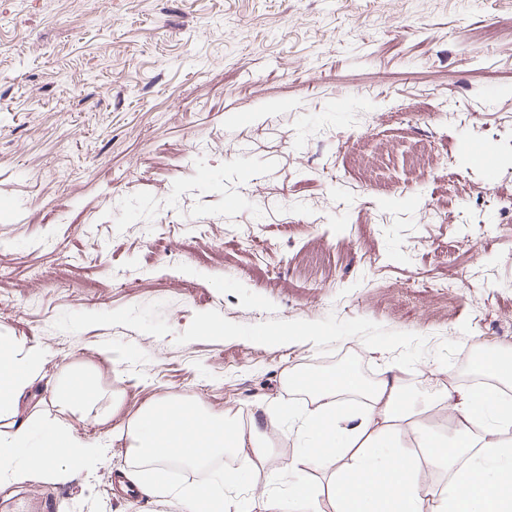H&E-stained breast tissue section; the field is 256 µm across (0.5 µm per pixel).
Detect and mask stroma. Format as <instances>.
<instances>
[{
    "label": "stroma",
    "instance_id": "1",
    "mask_svg": "<svg viewBox=\"0 0 512 512\" xmlns=\"http://www.w3.org/2000/svg\"><path fill=\"white\" fill-rule=\"evenodd\" d=\"M512 0H0V336L46 363L19 405L104 444L0 512H181L118 490L111 425L52 400L104 390L244 426L300 407L288 374L355 358L450 393L463 350L512 359ZM492 143L488 185L461 142ZM440 222L424 218L428 205ZM468 267V282L444 284ZM270 482L302 443L272 441ZM97 371L87 364H71L52 388V397L62 412L90 415L106 392L96 381Z\"/></svg>",
    "mask_w": 512,
    "mask_h": 512
}]
</instances>
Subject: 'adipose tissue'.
<instances>
[{"label": "adipose tissue", "mask_w": 512, "mask_h": 512, "mask_svg": "<svg viewBox=\"0 0 512 512\" xmlns=\"http://www.w3.org/2000/svg\"><path fill=\"white\" fill-rule=\"evenodd\" d=\"M45 364V354L11 336H0V418L11 419L12 432L0 434V474L10 480L30 472L63 474L68 463L95 466L102 446L71 432L45 433L36 454H24L34 416H19L17 406L27 397L33 379ZM495 387L477 398L459 401L455 424L438 434L420 426L421 415L447 398V391L427 394L400 378L362 384L350 371L311 378V403L273 418V426L288 423L304 442V452L288 465L294 482L287 498H255L236 494L242 474L260 477L271 452L264 430L241 426L227 415L210 413L192 402L153 400L124 415L125 393H105L94 366L65 367L52 397L65 412L93 416L111 423L112 437L127 443L141 466L125 471L128 485L143 495L165 494V487L145 472L148 464L164 466L173 459L198 463L219 453L232 454V471H213L203 485L180 489L183 512H512V361L488 366ZM360 395L364 413L344 434L326 433L324 423L346 408L348 394ZM418 433L429 462L446 470L442 487L420 483L419 461L400 454L406 432ZM331 469L325 484L315 486L304 474L315 466Z\"/></svg>", "instance_id": "adipose-tissue-1"}]
</instances>
